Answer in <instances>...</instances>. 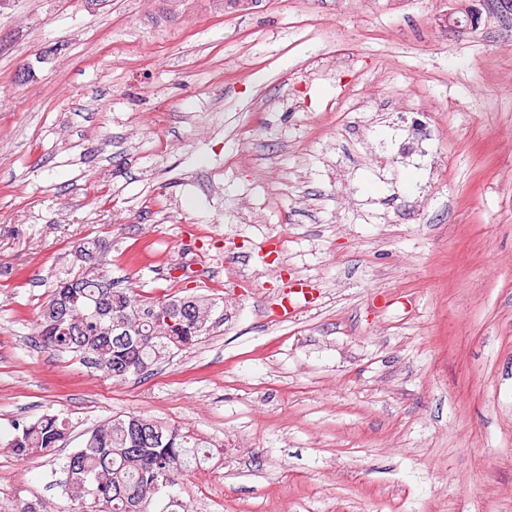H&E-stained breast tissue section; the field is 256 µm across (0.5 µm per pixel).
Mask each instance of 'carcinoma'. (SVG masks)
<instances>
[{"label":"carcinoma","instance_id":"carcinoma-1","mask_svg":"<svg viewBox=\"0 0 512 512\" xmlns=\"http://www.w3.org/2000/svg\"><path fill=\"white\" fill-rule=\"evenodd\" d=\"M214 307L197 296L144 298L83 272L60 281L43 305L39 343L124 379L148 372L206 334ZM65 431V422L45 415L17 425L7 446L18 457L50 452ZM198 448L191 434L141 414L104 422L66 463L74 512H184L166 489L200 463Z\"/></svg>","mask_w":512,"mask_h":512}]
</instances>
